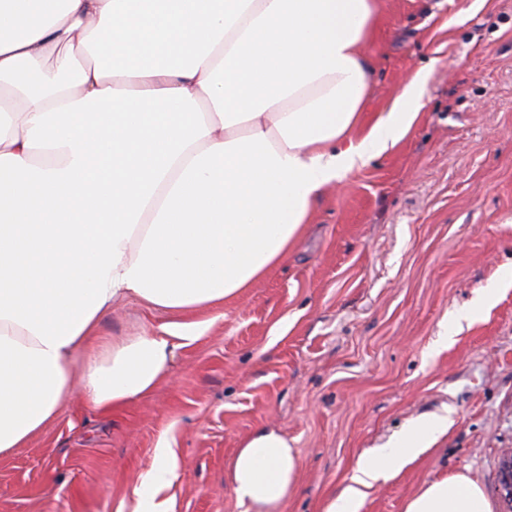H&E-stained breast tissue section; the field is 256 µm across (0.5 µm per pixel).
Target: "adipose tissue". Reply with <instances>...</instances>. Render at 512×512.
<instances>
[{
    "label": "adipose tissue",
    "mask_w": 512,
    "mask_h": 512,
    "mask_svg": "<svg viewBox=\"0 0 512 512\" xmlns=\"http://www.w3.org/2000/svg\"><path fill=\"white\" fill-rule=\"evenodd\" d=\"M375 11V0H0V455L57 416L74 379L107 410L170 375L166 336L96 356L112 304L224 303L287 258L326 186L406 134L422 74L353 136ZM80 351L91 357L78 376ZM447 430L430 415L363 456L327 512H359ZM297 470L287 438L262 426L227 480L246 512H276ZM405 512L493 508L456 474Z\"/></svg>",
    "instance_id": "ef3b65f1"
}]
</instances>
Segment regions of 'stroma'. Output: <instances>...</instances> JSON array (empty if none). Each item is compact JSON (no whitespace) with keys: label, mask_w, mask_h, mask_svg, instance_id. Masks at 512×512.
Here are the masks:
<instances>
[{"label":"stroma","mask_w":512,"mask_h":512,"mask_svg":"<svg viewBox=\"0 0 512 512\" xmlns=\"http://www.w3.org/2000/svg\"><path fill=\"white\" fill-rule=\"evenodd\" d=\"M364 47L363 123L420 70L423 106L403 139L312 206L299 246L224 305L185 315L115 303L104 342L200 323L170 378L112 410L75 388L58 415L0 457V512H137L158 448L178 468L170 512H245L226 472L269 425L299 460L278 512H326L359 459L427 414L448 430L360 512H405L430 482L477 480L493 512L512 457V0H378ZM474 321L452 317L495 282ZM453 337L436 350L440 332Z\"/></svg>","instance_id":"obj_1"}]
</instances>
